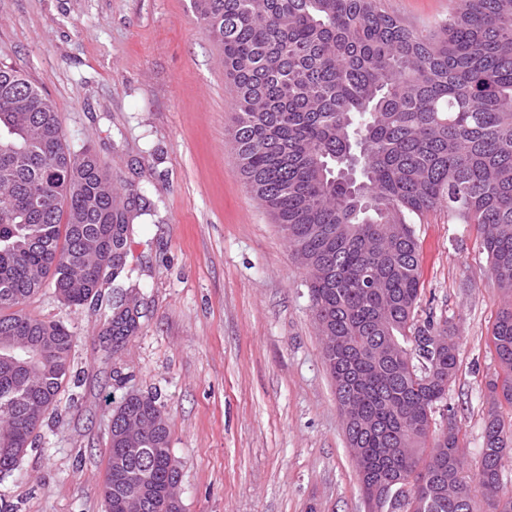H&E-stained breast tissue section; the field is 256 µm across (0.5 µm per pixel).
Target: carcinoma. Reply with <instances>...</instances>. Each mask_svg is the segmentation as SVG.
<instances>
[{
  "instance_id": "carcinoma-1",
  "label": "carcinoma",
  "mask_w": 512,
  "mask_h": 512,
  "mask_svg": "<svg viewBox=\"0 0 512 512\" xmlns=\"http://www.w3.org/2000/svg\"><path fill=\"white\" fill-rule=\"evenodd\" d=\"M203 33L224 51L237 88L231 135L246 183L309 275L324 358L374 512H512L503 470L512 419V0H454L418 31L381 0H193ZM33 195L47 208L30 210ZM477 227L490 275L507 299L489 337L499 371L486 383L484 446L469 471L448 415L459 344L448 317L421 303L411 224L439 205ZM127 224L89 149L66 144L52 103L0 64V346L48 330L56 370H0V434L27 435V414L58 409L73 336L23 305L51 277L67 304L64 262L79 240ZM139 421L163 405L132 404ZM447 420L437 442L430 428ZM171 448L154 459L157 485Z\"/></svg>"
}]
</instances>
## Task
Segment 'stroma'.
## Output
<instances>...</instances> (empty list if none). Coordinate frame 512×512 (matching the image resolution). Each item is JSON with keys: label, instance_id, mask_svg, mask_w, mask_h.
I'll return each mask as SVG.
<instances>
[{"label": "stroma", "instance_id": "obj_1", "mask_svg": "<svg viewBox=\"0 0 512 512\" xmlns=\"http://www.w3.org/2000/svg\"><path fill=\"white\" fill-rule=\"evenodd\" d=\"M381 4L423 31L452 0ZM0 63L52 101L69 147L90 146L138 212L99 300L71 307L48 286L25 305L71 331L78 401L62 400L38 450L0 474V499L14 512H105L112 412L138 392L168 415L184 512H366L305 271L240 175L234 87L192 0H0ZM414 229L419 311L456 325L448 403L473 462L504 297L474 225L439 206ZM120 306L136 328L116 346L105 329Z\"/></svg>", "mask_w": 512, "mask_h": 512}]
</instances>
